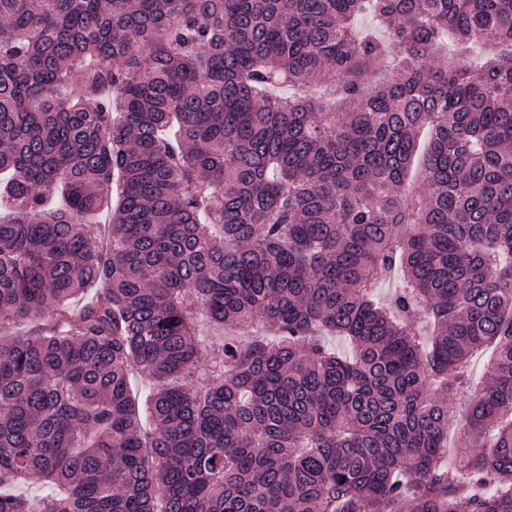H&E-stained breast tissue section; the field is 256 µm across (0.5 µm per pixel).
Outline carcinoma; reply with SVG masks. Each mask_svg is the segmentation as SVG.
<instances>
[{
	"mask_svg": "<svg viewBox=\"0 0 512 512\" xmlns=\"http://www.w3.org/2000/svg\"><path fill=\"white\" fill-rule=\"evenodd\" d=\"M0 24V512H512V0Z\"/></svg>",
	"mask_w": 512,
	"mask_h": 512,
	"instance_id": "1",
	"label": "carcinoma"
}]
</instances>
